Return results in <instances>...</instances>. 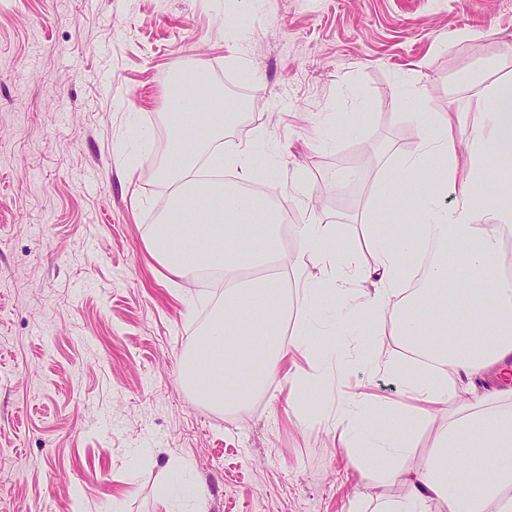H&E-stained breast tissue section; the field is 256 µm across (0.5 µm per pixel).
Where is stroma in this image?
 <instances>
[{
  "label": "stroma",
  "instance_id": "stroma-1",
  "mask_svg": "<svg viewBox=\"0 0 512 512\" xmlns=\"http://www.w3.org/2000/svg\"><path fill=\"white\" fill-rule=\"evenodd\" d=\"M488 58L512 79V0H0V512H164L182 474L207 512L402 501L403 485L361 481L332 432L356 385L379 418L403 399L368 323L325 339L313 423L280 373L236 418L183 387L224 288L159 277V157L133 132L166 128L180 69L246 87L253 109L225 140L262 137L257 179L289 229L319 200L370 265L367 204L394 232L416 224L415 190L452 206L428 168L399 199L371 185L416 151L417 113L462 100L459 77Z\"/></svg>",
  "mask_w": 512,
  "mask_h": 512
}]
</instances>
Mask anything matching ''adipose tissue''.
<instances>
[{"label":"adipose tissue","mask_w":512,"mask_h":512,"mask_svg":"<svg viewBox=\"0 0 512 512\" xmlns=\"http://www.w3.org/2000/svg\"><path fill=\"white\" fill-rule=\"evenodd\" d=\"M497 68V60L486 59L463 75L460 83L472 93L457 108L419 114L425 137L415 154L400 159V171L430 168L455 201L447 208L420 194L414 236L381 227L373 211L361 214L374 254L369 266L337 244L335 225L318 214L298 229L299 252H287L277 207L253 190L260 160L254 143L224 139L231 115L223 100L213 99L189 125L180 112L170 114L172 162L160 170L168 190L166 212L147 249L164 271L181 277L199 266L183 245L184 237L196 238L208 266L224 278V303L205 330L208 354L189 363L186 385L216 407L237 409L240 388L263 390L286 357L297 355L307 367L289 373L288 380L291 407L302 416L305 395L319 381L314 319L324 303L321 284L336 283L346 318L372 324V342L380 350L377 368L401 383L408 400L406 409L389 411L380 427H367L363 420L374 402L361 390L344 400L333 424L360 477H368L373 460L380 459L379 479L409 488L405 502L383 505L381 512H512V277L498 256L503 237L512 236V202L490 197L486 167L490 159L512 158V80H491ZM468 114L474 121L464 142L459 125ZM463 149L469 153L464 161ZM205 156L212 164L230 165L234 184L202 185L195 170ZM240 219L248 221V233H239ZM422 242L443 254L430 264L427 288L410 290L403 258ZM450 249L465 252L468 271L482 283L477 293L452 287ZM352 280L361 286L354 296L346 290ZM294 298L304 318L288 335L282 322ZM390 334L428 357L429 367L384 355ZM486 372L499 380L490 391L475 383ZM435 412L447 418L425 469L400 467L411 441L410 422Z\"/></svg>","instance_id":"ef3b65f1"}]
</instances>
